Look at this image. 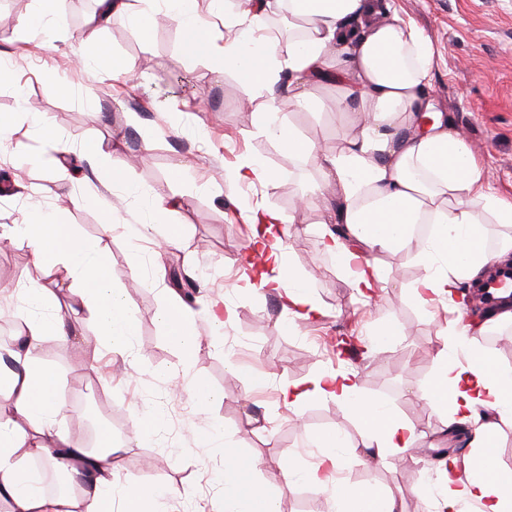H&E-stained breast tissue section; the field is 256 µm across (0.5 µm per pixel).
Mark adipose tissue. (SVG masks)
I'll return each instance as SVG.
<instances>
[{
	"mask_svg": "<svg viewBox=\"0 0 512 512\" xmlns=\"http://www.w3.org/2000/svg\"><path fill=\"white\" fill-rule=\"evenodd\" d=\"M168 5L184 43L197 55L235 64L244 95L266 96L270 106L284 84L294 105L306 110L316 88L326 82L336 88V114L367 113L360 131L332 154L318 153L294 126L274 119L269 107L255 115L266 136L289 153L312 159L335 182L336 217L343 230L323 235L322 245L346 268L354 294L374 296L385 274L371 253L411 244L416 224L433 225L434 233L418 253L423 274L415 297L450 298L490 264L512 258L511 234L498 237L490 250L483 230L487 223L511 227L512 201L485 184L463 133L433 115L425 93L433 50L410 22L397 14L371 21L378 0H231L219 45L197 13V0H168ZM79 203L71 196L66 205L30 214L22 231L50 279L30 283L24 294L29 305L46 306L57 290L73 288L98 326L95 344L86 350L93 363L101 347L126 350L135 321L122 288L109 275L106 249L83 239L63 220L66 206ZM250 219L249 251L277 271L276 277L263 280V287L282 299L286 315H320L306 279L288 265L281 246L270 241V227L282 224L283 216L260 205ZM159 320L184 358L208 341L181 301L167 302ZM500 322H512V307L495 309L478 327L457 324L450 347L438 350L436 375L423 392L449 423L473 425L469 445L482 463L463 480L443 472L449 492L441 500L442 512H460L464 506L512 512V487L499 478L503 467L493 446L499 422L512 419V368L497 366L479 342ZM72 334L62 315L29 317L21 344L9 352L15 369L0 371V389L8 390L13 405L12 417L0 418V512H168L170 490L122 481L112 460L111 434L99 432L100 448L93 452L73 446L57 429L65 408L60 379L37 351L46 339L65 342ZM314 397L348 404L365 429L360 441L365 457L381 460L416 445L417 434L406 420L361 397L356 373L324 372L280 388V399L291 410ZM208 441L224 452L218 512H280L276 497L255 484L253 470H241L228 440L214 433ZM36 458L45 469L63 472L68 490L46 492L42 471L31 466ZM247 484L252 487L248 493L243 490ZM325 491L336 512H401L396 498L372 488L336 481Z\"/></svg>",
	"mask_w": 512,
	"mask_h": 512,
	"instance_id": "1",
	"label": "adipose tissue"
}]
</instances>
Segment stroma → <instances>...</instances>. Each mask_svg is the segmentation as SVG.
<instances>
[{
	"instance_id": "1",
	"label": "stroma",
	"mask_w": 512,
	"mask_h": 512,
	"mask_svg": "<svg viewBox=\"0 0 512 512\" xmlns=\"http://www.w3.org/2000/svg\"><path fill=\"white\" fill-rule=\"evenodd\" d=\"M432 43L433 69L428 94L434 109L466 134V143L482 166L487 183L512 199V0H388ZM95 0H65L66 21L32 30L0 27V66L12 74L0 84V116L12 124L0 137V166L25 185L23 195L0 194V224H23L32 209H54L66 196L80 197L66 223L87 240L104 245L110 274L124 290L136 318L129 350L103 352L97 370H89L83 349L98 331L75 302L60 290L57 307L45 316L68 318L76 336L71 342H46L39 355L62 381L66 410L60 428L77 444L94 450L95 432L107 425L122 446V478L147 488L167 486L174 494L170 512H213L223 491L216 479L222 455L202 441L201 431L215 426L228 434L237 452L259 458L258 481L279 499L281 512H315L324 491L313 484L287 482L279 470L285 458L310 467L321 459L316 435L340 432L348 462L332 477L373 486L395 497L403 512H424L416 490L438 488L441 461L410 455L374 462L358 456L362 426L335 399H322L288 411L278 400L286 383L320 373L354 371L361 393L390 405L411 422L423 447H439L444 415L422 396L436 364L434 352L458 317L448 303H418L412 297L421 275L417 246L376 254L392 272L373 302L353 295L345 270L320 246L323 230L334 229L330 211H297V198L322 184L321 171L301 163L266 138L253 113L244 109L233 73L216 70L209 59L187 53L178 26L162 0H132L129 12L113 17L97 39L110 52L98 55L81 43ZM138 13L151 17L149 33L132 21ZM85 64L74 67L75 52ZM128 69H121V62ZM279 117L293 124L317 152L335 151L361 127L365 116L349 113L297 112L287 93L277 98ZM141 120L127 127L129 113ZM44 116L48 127L37 125ZM109 149L114 167L127 182L105 192L99 177L81 162L88 144ZM66 158L69 179L58 173ZM260 162L278 175L275 188L262 184L228 188L227 173L242 160ZM183 199V207L166 221L179 225L180 245L157 249L137 238L135 228L156 221L157 196ZM291 216L284 241L289 263L309 281L323 310L319 320L285 325L277 296L260 288L243 292L249 217L257 205ZM112 232H105L107 221ZM189 271L196 289L195 315L200 331L208 326L204 309L224 306L221 337L184 360L158 320L164 296L173 285L170 270ZM0 275L16 283L45 281L28 240L16 235L12 252L0 253ZM398 335L381 337L382 325ZM358 328L368 353L336 354V336ZM235 360L239 371L227 367ZM204 381L220 395L207 411H199L188 393L169 394V378L179 373ZM267 376L255 390L249 373ZM161 414L164 425L154 437L129 443L137 416Z\"/></svg>"
}]
</instances>
